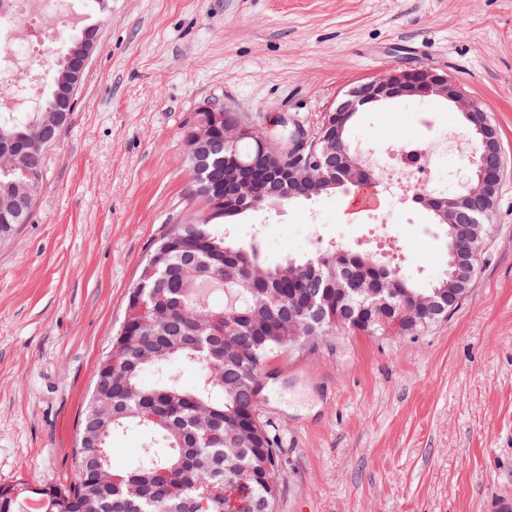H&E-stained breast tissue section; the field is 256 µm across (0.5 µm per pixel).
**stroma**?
<instances>
[{
  "label": "stroma",
  "mask_w": 512,
  "mask_h": 512,
  "mask_svg": "<svg viewBox=\"0 0 512 512\" xmlns=\"http://www.w3.org/2000/svg\"><path fill=\"white\" fill-rule=\"evenodd\" d=\"M436 65L484 102L503 143L494 230L448 320L417 336L340 330L267 360L257 407L281 458L274 512H492L512 498V0H112L32 223L0 244V485H69L78 424L140 264L192 194L185 134L224 105L314 130L352 84ZM468 133L455 107L395 100L358 113L352 145ZM347 188L244 214L268 265L326 242L420 286L448 264L424 210L347 218Z\"/></svg>",
  "instance_id": "35a3bbf8"
}]
</instances>
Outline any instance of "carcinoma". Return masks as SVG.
<instances>
[{
    "mask_svg": "<svg viewBox=\"0 0 512 512\" xmlns=\"http://www.w3.org/2000/svg\"><path fill=\"white\" fill-rule=\"evenodd\" d=\"M69 113L53 111V97L42 103L40 112L0 113V144L34 139L38 151L26 156L16 169L0 168V241L14 235L22 224L31 223L37 196L44 184L46 151L59 139ZM260 144L244 139L234 146L224 143V129L214 130L207 147L187 145V161L196 173L194 194L205 207L168 226L153 245L143 264L159 260L166 268L162 280L146 290L151 312L147 323L121 322L112 337L115 352L112 375L97 371L79 433L90 432L100 441L103 467L83 463V454L96 456L97 448H75L77 482L59 486L61 501L53 500L40 512H273L279 486L269 482L279 470L280 457L274 436L257 414V404L247 403L250 386L260 378L267 357L291 346L288 336L312 341L338 330L364 335L383 331L364 320L362 296L346 289L321 288L319 319L289 322L276 318L266 308V294L277 293L282 305L300 292L286 281L276 287V267L265 264L254 243L244 244L230 236L240 213L235 200L224 207L213 206L216 193L235 190L234 174L224 168V155L234 151L243 161L252 159ZM496 205L472 224L468 238L448 234V271L428 288L418 287L401 271L375 256L360 255L355 272L369 280L383 276L396 282L389 300L394 315H402L398 336H416L429 326L448 318V310L420 316L406 309L409 293L430 296L444 304L450 288H469L472 282L454 280L455 258L478 264L492 225ZM336 247H325L302 260L292 261L294 277L300 282L331 275L322 262L336 257ZM346 316L336 325V314ZM224 316V333L208 328L215 315ZM234 347L246 357L247 377L224 363ZM193 367V386L183 384L181 369ZM153 380L144 381V374ZM135 432L141 440L137 463L125 470L112 467L109 457L112 438ZM222 481L230 497L211 498L207 486ZM0 512H29L24 495H0Z\"/></svg>",
    "mask_w": 512,
    "mask_h": 512,
    "instance_id": "1",
    "label": "carcinoma"
}]
</instances>
